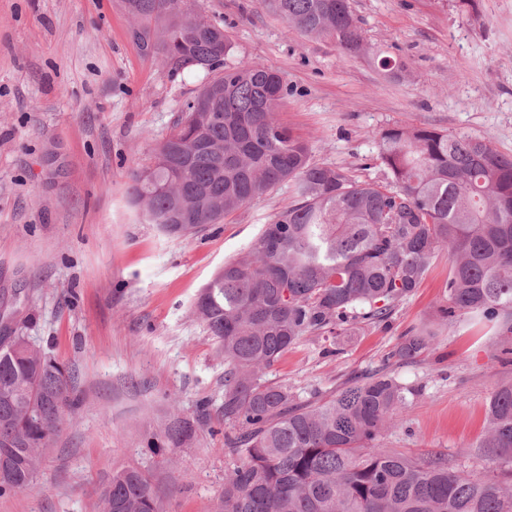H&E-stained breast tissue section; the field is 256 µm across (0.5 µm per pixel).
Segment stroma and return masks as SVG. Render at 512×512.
Wrapping results in <instances>:
<instances>
[{
    "label": "stroma",
    "instance_id": "obj_1",
    "mask_svg": "<svg viewBox=\"0 0 512 512\" xmlns=\"http://www.w3.org/2000/svg\"><path fill=\"white\" fill-rule=\"evenodd\" d=\"M350 2L364 45L346 56L261 0H194L199 16L224 24L235 59L293 87L278 116L318 164L385 183L374 133L422 126L512 156V0ZM128 28L120 0H0V329L32 320L34 342L73 367L79 398L35 487L0 496V512H95L101 484L130 466L148 473L167 512H220L236 460L224 443V356L192 308L252 249L288 189L187 238L139 220L130 175L150 163L200 78L142 55ZM386 56L401 68L382 69ZM449 265L440 252L388 322L302 338L264 382L302 403L326 398L430 327L428 351L390 365L418 394L381 444L488 472L486 409L512 383V363L497 359L502 337L465 317L439 321ZM177 415L194 421L193 440L149 450L150 434Z\"/></svg>",
    "mask_w": 512,
    "mask_h": 512
}]
</instances>
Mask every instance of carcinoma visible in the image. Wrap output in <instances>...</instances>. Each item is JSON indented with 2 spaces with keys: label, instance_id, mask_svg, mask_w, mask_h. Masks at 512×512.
<instances>
[{
  "label": "carcinoma",
  "instance_id": "1",
  "mask_svg": "<svg viewBox=\"0 0 512 512\" xmlns=\"http://www.w3.org/2000/svg\"><path fill=\"white\" fill-rule=\"evenodd\" d=\"M132 40L172 72L203 73L150 166L131 174L129 196L150 224L187 236L288 184L291 195L251 251L224 264L193 315L224 354V420L238 456L221 512H512V484L455 468L447 459L380 446L412 389L385 369L334 396L299 404L261 382L304 336H345L387 321L448 250L439 319L462 315L505 336L512 362V157L486 140L430 127L374 135L387 184L360 181L311 160L309 144L278 118L292 93L259 62L233 60L224 28L190 0H121ZM301 33L348 54L364 38L349 0H265ZM22 323L0 336V495L34 487L40 454L75 404L73 370L37 348ZM419 329L395 362L426 351ZM175 418L148 438L154 450L190 441ZM512 467V384L487 406L479 444ZM99 512H164L145 471L117 470L101 485Z\"/></svg>",
  "mask_w": 512,
  "mask_h": 512
}]
</instances>
